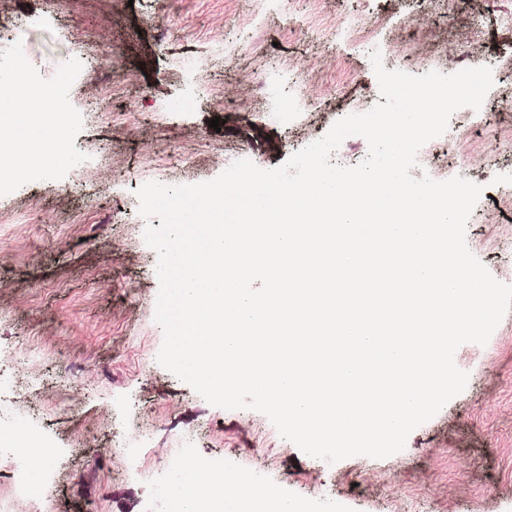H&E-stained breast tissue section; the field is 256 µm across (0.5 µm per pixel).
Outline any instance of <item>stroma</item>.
<instances>
[{
    "label": "stroma",
    "instance_id": "stroma-1",
    "mask_svg": "<svg viewBox=\"0 0 512 512\" xmlns=\"http://www.w3.org/2000/svg\"><path fill=\"white\" fill-rule=\"evenodd\" d=\"M512 0H0V72L65 86L63 159L30 157L0 193V361L7 406L37 415L55 448L50 473L10 512H170L186 461L198 480L258 478L313 512H512V311L455 363L465 390L415 428L402 451L330 463L302 453L251 409L208 404L157 361L158 256L144 241L137 190L192 184L247 158L272 169L339 118L380 99L386 69L450 74L488 66L480 110L453 113L418 152L413 177L484 187L470 251L512 284ZM298 80L299 112L273 118L264 86ZM222 119L211 128V119Z\"/></svg>",
    "mask_w": 512,
    "mask_h": 512
}]
</instances>
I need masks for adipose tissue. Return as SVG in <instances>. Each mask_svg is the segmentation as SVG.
Returning a JSON list of instances; mask_svg holds the SVG:
<instances>
[{
    "label": "adipose tissue",
    "mask_w": 512,
    "mask_h": 512,
    "mask_svg": "<svg viewBox=\"0 0 512 512\" xmlns=\"http://www.w3.org/2000/svg\"><path fill=\"white\" fill-rule=\"evenodd\" d=\"M20 77L17 70L0 72V129L11 133L10 148L21 147L55 163L58 156L49 151L48 138L58 129L63 104L54 91L46 89L37 94L36 109L17 111L14 103L22 94ZM212 501L215 512H308L304 503L288 497L257 494L248 478L238 479L228 495L214 494Z\"/></svg>",
    "instance_id": "ef3b65f1"
}]
</instances>
